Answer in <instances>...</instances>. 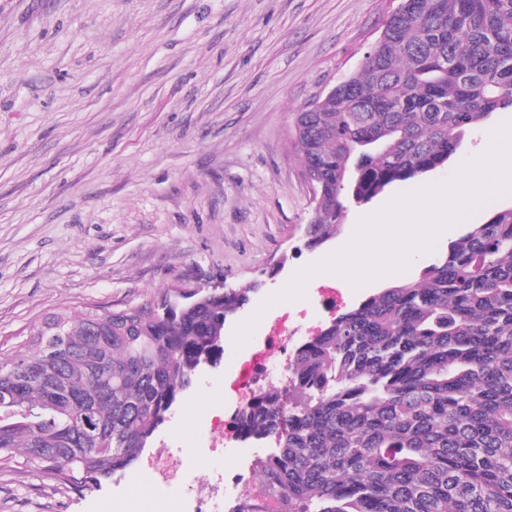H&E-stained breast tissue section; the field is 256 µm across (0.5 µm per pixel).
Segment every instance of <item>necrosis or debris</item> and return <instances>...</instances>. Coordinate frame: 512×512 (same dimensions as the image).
<instances>
[{
	"mask_svg": "<svg viewBox=\"0 0 512 512\" xmlns=\"http://www.w3.org/2000/svg\"><path fill=\"white\" fill-rule=\"evenodd\" d=\"M299 338L293 328L280 327L268 348L257 352L240 379L243 402L266 389L286 388L284 366ZM242 434L224 417V398L215 395L206 412L176 416L170 429L147 460L143 476L169 497L166 512H225L245 481L243 469H229L225 457L237 454ZM206 469V480L194 481L196 470Z\"/></svg>",
	"mask_w": 512,
	"mask_h": 512,
	"instance_id": "obj_1",
	"label": "necrosis or debris"
}]
</instances>
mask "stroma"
Segmentation results:
<instances>
[{
    "label": "stroma",
    "instance_id": "1",
    "mask_svg": "<svg viewBox=\"0 0 512 512\" xmlns=\"http://www.w3.org/2000/svg\"><path fill=\"white\" fill-rule=\"evenodd\" d=\"M399 0H0V349L26 348L56 313L109 311L177 282L255 286L178 412L228 404L244 362L301 313L302 340L393 283L293 276L344 249L364 216L404 189L350 206L341 233L305 245L313 192L295 149L298 112L356 73ZM512 121L466 129L450 179ZM141 466L76 491L0 465V512H113L154 494Z\"/></svg>",
    "mask_w": 512,
    "mask_h": 512
}]
</instances>
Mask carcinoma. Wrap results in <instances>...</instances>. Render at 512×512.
Instances as JSON below:
<instances>
[{"mask_svg":"<svg viewBox=\"0 0 512 512\" xmlns=\"http://www.w3.org/2000/svg\"><path fill=\"white\" fill-rule=\"evenodd\" d=\"M507 108L512 0H404L361 71L297 113L316 185L306 246L336 238L347 204L443 167L467 128ZM159 297L149 311L59 314L58 337L0 352V463L83 490L139 458L250 301L235 288ZM235 421L275 442L255 475L281 512H512V207L335 318L296 350L287 395Z\"/></svg>","mask_w":512,"mask_h":512,"instance_id":"carcinoma-1","label":"carcinoma"}]
</instances>
